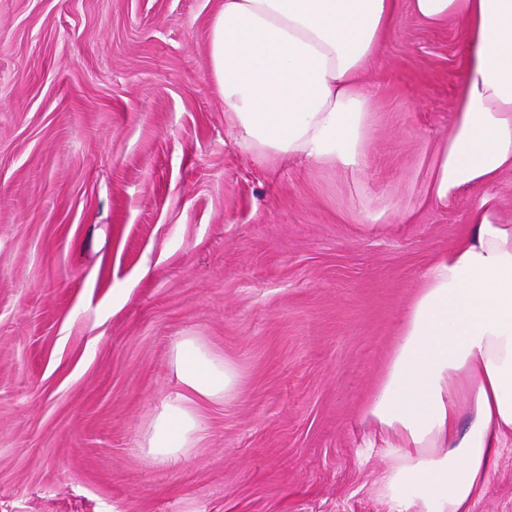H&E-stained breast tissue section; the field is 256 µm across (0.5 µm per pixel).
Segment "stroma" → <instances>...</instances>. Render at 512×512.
<instances>
[{"label":"stroma","instance_id":"obj_1","mask_svg":"<svg viewBox=\"0 0 512 512\" xmlns=\"http://www.w3.org/2000/svg\"><path fill=\"white\" fill-rule=\"evenodd\" d=\"M223 4L0 0V512H405L364 409L479 197L418 204L466 25L401 6L365 164L327 167L241 142L210 70ZM183 336L235 364V400L190 398ZM186 403L197 440L150 461ZM474 512H512V447ZM200 431L197 414L187 407L167 408L155 419L148 439V456L158 463L170 462L194 441Z\"/></svg>","mask_w":512,"mask_h":512}]
</instances>
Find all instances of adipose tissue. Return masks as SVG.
<instances>
[{
    "mask_svg": "<svg viewBox=\"0 0 512 512\" xmlns=\"http://www.w3.org/2000/svg\"><path fill=\"white\" fill-rule=\"evenodd\" d=\"M440 25L464 18L466 60L454 126L436 148L422 198L442 205L479 188L467 232L424 272L381 383L365 409L394 462L385 488L407 487L412 512H473L512 446V225L492 192L512 171V0H409ZM400 0H224L211 26V72L243 140L318 165L364 163L361 90ZM172 367L199 399L231 401L239 373L195 337ZM200 430L187 407L162 411L148 456L170 462Z\"/></svg>",
    "mask_w": 512,
    "mask_h": 512,
    "instance_id": "adipose-tissue-1",
    "label": "adipose tissue"
}]
</instances>
